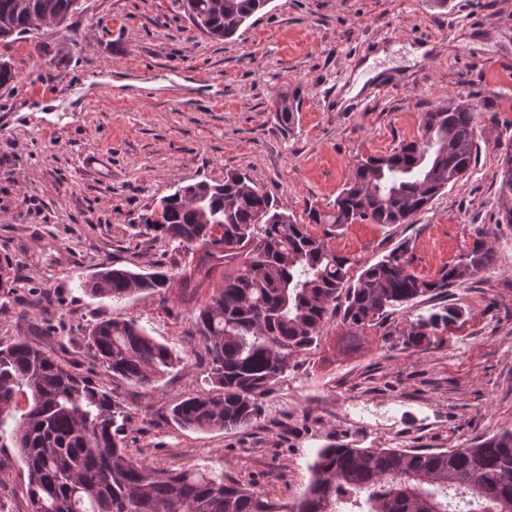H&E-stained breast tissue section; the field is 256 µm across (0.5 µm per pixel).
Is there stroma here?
<instances>
[{"instance_id": "stroma-1", "label": "stroma", "mask_w": 512, "mask_h": 512, "mask_svg": "<svg viewBox=\"0 0 512 512\" xmlns=\"http://www.w3.org/2000/svg\"><path fill=\"white\" fill-rule=\"evenodd\" d=\"M418 47L424 57L411 59ZM1 58L17 78L0 88V343L49 350L109 391L131 456L222 473L285 502L330 443L435 451L512 429V225L500 221L496 182L512 143V0H270L225 41L196 30L182 0H79L63 24L0 43ZM369 60L398 90L337 111ZM278 92L300 101L294 125L273 112ZM461 97L483 107L467 176L408 223L350 224L330 244L366 265L409 242L412 270L434 280L488 231L493 265L450 289L463 318L423 351L388 349L374 328L356 352L332 318L249 428L174 423V404L207 388L191 319L222 269L199 271L204 247L138 234L141 217L176 185L230 171L296 216L331 211L357 159L416 139L423 112ZM106 261L142 273L161 264L177 280L92 297L83 284ZM105 319L135 320L182 366L146 389L113 379L86 344ZM26 485L15 448L0 447V512H30Z\"/></svg>"}]
</instances>
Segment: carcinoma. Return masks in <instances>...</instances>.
<instances>
[{"instance_id": "obj_1", "label": "carcinoma", "mask_w": 512, "mask_h": 512, "mask_svg": "<svg viewBox=\"0 0 512 512\" xmlns=\"http://www.w3.org/2000/svg\"><path fill=\"white\" fill-rule=\"evenodd\" d=\"M78 0H0V35L7 41L39 29L47 17L67 18ZM269 0H184L189 19L217 39L232 37ZM277 118L295 121L298 102L273 100ZM479 105L451 100L422 113L421 135L388 155L368 156L352 169L334 210L309 207L324 224L320 238L248 177L199 181L163 198L160 219L142 220L138 235L158 232L176 249L199 244L224 264L221 283L192 318L210 357L212 393L190 395L172 408L184 429L251 426L261 399L293 358L318 344L344 300L351 338L384 328L392 350L418 349L439 328L463 317L448 304L402 328L388 322L403 306L464 282L489 268L494 248L475 231L472 247L436 281L410 268L407 244L350 274L358 261L326 239L346 224H406L444 189L462 181L477 152ZM502 222L512 224V147L499 157ZM164 272L135 273L102 262L85 281L91 296L121 300L174 286ZM87 347L112 378L147 388L181 363L134 320L106 319ZM23 394L27 405L14 406ZM121 404L50 351L22 339L0 347V441L10 438L27 468L31 512H512V429L474 444L431 451L329 444L308 465L311 478L291 502L272 501L222 474L160 469L126 451Z\"/></svg>"}]
</instances>
